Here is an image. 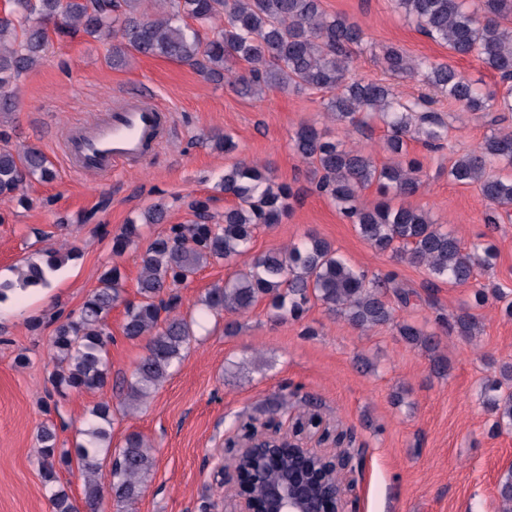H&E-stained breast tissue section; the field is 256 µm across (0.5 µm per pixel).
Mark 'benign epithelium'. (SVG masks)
Returning <instances> with one entry per match:
<instances>
[{
	"label": "benign epithelium",
	"mask_w": 512,
	"mask_h": 512,
	"mask_svg": "<svg viewBox=\"0 0 512 512\" xmlns=\"http://www.w3.org/2000/svg\"><path fill=\"white\" fill-rule=\"evenodd\" d=\"M224 447L249 463L216 464L224 512H355L358 450L316 413L288 428L274 416L254 422Z\"/></svg>",
	"instance_id": "7a95c632"
}]
</instances>
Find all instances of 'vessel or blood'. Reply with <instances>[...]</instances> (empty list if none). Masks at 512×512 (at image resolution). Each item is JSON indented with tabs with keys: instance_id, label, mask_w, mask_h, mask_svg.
<instances>
[{
	"instance_id": "obj_1",
	"label": "vessel or blood",
	"mask_w": 512,
	"mask_h": 512,
	"mask_svg": "<svg viewBox=\"0 0 512 512\" xmlns=\"http://www.w3.org/2000/svg\"><path fill=\"white\" fill-rule=\"evenodd\" d=\"M170 113L147 92L131 91L71 128L65 151L75 171L102 177L115 169L134 173L147 165L165 142Z\"/></svg>"
}]
</instances>
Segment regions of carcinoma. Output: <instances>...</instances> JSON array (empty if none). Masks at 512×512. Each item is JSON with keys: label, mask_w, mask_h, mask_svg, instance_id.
Here are the masks:
<instances>
[{"label": "carcinoma", "mask_w": 512, "mask_h": 512, "mask_svg": "<svg viewBox=\"0 0 512 512\" xmlns=\"http://www.w3.org/2000/svg\"><path fill=\"white\" fill-rule=\"evenodd\" d=\"M395 8L416 23L428 38L459 56H474L497 73L500 93H486L461 71L447 63L412 58L396 47L383 51V69L396 77L422 81L448 102L469 112H512V28L501 19L512 14V0H394ZM0 15V126L17 110V80L40 63L51 42L50 33L96 40H112L107 63L127 64L133 55L161 56L185 63L207 81L227 84L243 98H261L270 90L305 93L325 90L324 109L337 122L360 130L381 119L388 128L383 150L390 161L376 163L373 153L325 136L314 125L302 123L290 138L291 147L320 174L317 190L330 198L342 218L379 253H391L401 262L422 266L434 280L464 286L476 270L494 266L496 253L476 243L471 249L430 215L409 205L394 206V198L417 194L424 184L421 162L408 157V144L419 140L440 149L448 141V123L430 109L433 97L412 100L398 96L392 85L358 78L353 54L365 43L361 25L344 16L330 15L322 0H158L149 12L146 0H8ZM55 171L36 147H0V201L19 199L27 182H51ZM448 178L460 185L478 186L491 208L485 223L489 231L500 222L498 209L512 207V131H492L475 149L451 161ZM376 186L380 199L371 206L361 194ZM221 187L235 199L224 209L223 220L213 221L208 202L188 203L195 220L172 224L150 241L141 258L138 293L141 300L124 298L118 264L106 271L78 311L58 321L51 355V384L57 392L101 390L109 382V345L112 309L125 306L123 335L146 340L147 354L130 376L116 384L120 409L136 410L179 365L195 336L194 320L180 312L178 289L204 266L230 265L252 249L255 230L279 224L290 214L296 195L275 182L266 169L243 160L224 169ZM167 206L156 202L140 222L123 228L112 246L121 256L141 239L140 224H162ZM52 251L42 262L27 260L13 267V277L0 281V303L30 288L51 287V277L73 257L76 247ZM512 317V301L492 291ZM489 295L475 293L477 303ZM416 293L401 287L389 272L370 276L351 265L331 243L314 233L291 246L271 249L253 258L250 267L206 290L202 310L243 314L265 301L274 322L296 320L311 303L363 331L395 319L392 302L408 308ZM448 335L473 338L477 317L470 308L448 318ZM399 335L433 355V370L448 371L439 354L440 339L409 322L399 324ZM483 405L495 417L499 431H512V363L499 366V378L484 389ZM112 403L99 402L91 411L83 439L74 448L58 446L56 428L43 424L37 433L44 489L53 512H78L77 505L58 484V471L76 456L84 481L86 507L94 510L104 491L117 506L129 510L142 496L154 468L151 446L138 433L128 434L112 451ZM114 454L108 472L102 456ZM502 512H512V468L497 484Z\"/></svg>", "instance_id": "carcinoma-1"}]
</instances>
